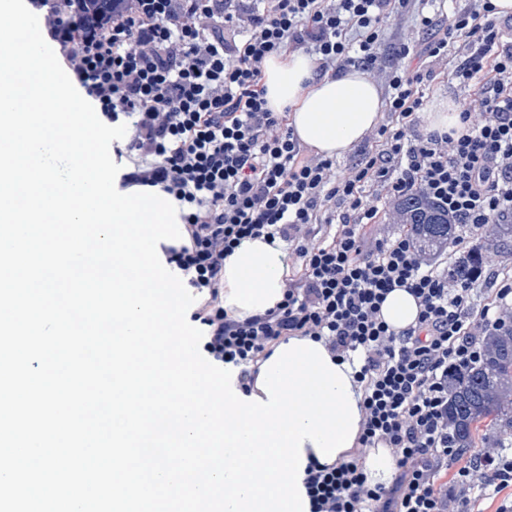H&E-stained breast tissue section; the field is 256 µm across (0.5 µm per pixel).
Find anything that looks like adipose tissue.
I'll return each mask as SVG.
<instances>
[{"label":"adipose tissue","mask_w":512,"mask_h":512,"mask_svg":"<svg viewBox=\"0 0 512 512\" xmlns=\"http://www.w3.org/2000/svg\"><path fill=\"white\" fill-rule=\"evenodd\" d=\"M314 59L300 51L268 59L265 98L275 112L289 110L305 145L327 157L345 155L377 126L384 101L375 80L351 67L317 77ZM280 254L260 239L245 242L224 261V307L244 319L264 313L283 298Z\"/></svg>","instance_id":"ef3b65f1"}]
</instances>
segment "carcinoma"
<instances>
[{
    "label": "carcinoma",
    "mask_w": 512,
    "mask_h": 512,
    "mask_svg": "<svg viewBox=\"0 0 512 512\" xmlns=\"http://www.w3.org/2000/svg\"><path fill=\"white\" fill-rule=\"evenodd\" d=\"M81 4L88 18L103 19L112 12V0H81ZM393 215L428 250L453 244L461 232L448 219V211L419 192L397 199ZM489 233V241H478L448 264L449 279H469L475 269L484 267L495 247L512 249V223L493 224ZM479 343L480 359L460 376L448 378V435L463 454L473 448L491 452L512 447V323L484 330Z\"/></svg>",
    "instance_id": "cac0c4a2"
}]
</instances>
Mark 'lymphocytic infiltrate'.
Returning a JSON list of instances; mask_svg holds the SVG:
<instances>
[{"label": "lymphocytic infiltrate", "instance_id": "1", "mask_svg": "<svg viewBox=\"0 0 512 512\" xmlns=\"http://www.w3.org/2000/svg\"><path fill=\"white\" fill-rule=\"evenodd\" d=\"M31 5L52 17L48 34L102 119L127 127L113 145L116 157L134 159L120 189L157 188L179 204L186 241L161 251L195 298L190 321L203 333L202 355L235 369L245 390L268 347L291 336L324 341L356 364V446L335 464L309 462L310 512H469L471 466L457 469L452 489L439 483L457 457L448 376L479 360L484 329L512 318V282L497 284L498 305L474 310L472 281L449 280L409 236L366 238L378 207L363 186L383 184L397 199L425 193L465 228L512 221V42L492 0H467L424 47L431 57L465 50L454 76L478 90L457 102L463 130L408 137L424 76L390 71L393 120L373 135L382 150L343 178L267 107L265 62L292 46L314 56L320 76L380 67L394 0H264L260 10L246 0H112L111 18L92 26L75 16L73 0ZM228 24L242 41L225 42ZM476 112L484 123H473ZM337 200L347 207L339 215L330 208ZM324 224L335 225L332 238L320 237ZM256 238L292 246L302 272L274 308L242 320L224 308V260ZM397 288L420 307L415 326L400 331L381 316ZM367 448L393 450L390 485L370 484Z\"/></svg>", "mask_w": 512, "mask_h": 512}]
</instances>
